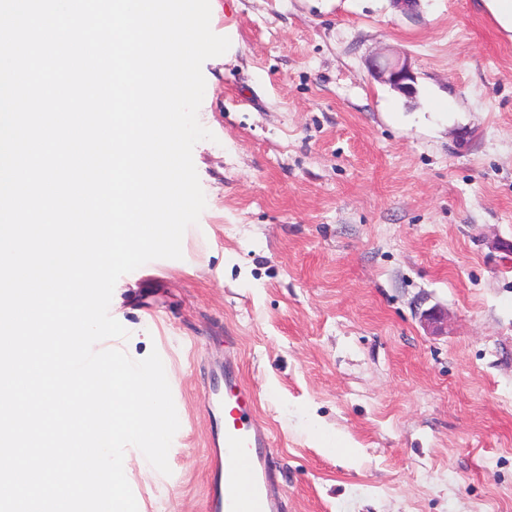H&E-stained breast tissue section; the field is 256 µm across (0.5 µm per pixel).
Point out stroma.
I'll list each match as a JSON object with an SVG mask.
<instances>
[{"label":"stroma","instance_id":"1","mask_svg":"<svg viewBox=\"0 0 512 512\" xmlns=\"http://www.w3.org/2000/svg\"><path fill=\"white\" fill-rule=\"evenodd\" d=\"M210 6L232 48L202 66L206 208L109 307L180 421L171 475L125 451L138 512H204L229 362L286 512H512V38L482 0ZM398 55L415 97L368 67Z\"/></svg>","mask_w":512,"mask_h":512}]
</instances>
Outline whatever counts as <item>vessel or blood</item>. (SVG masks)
Instances as JSON below:
<instances>
[{"mask_svg":"<svg viewBox=\"0 0 512 512\" xmlns=\"http://www.w3.org/2000/svg\"><path fill=\"white\" fill-rule=\"evenodd\" d=\"M253 401L252 391L230 371L223 391L204 395L211 422L204 512H285L273 491L272 439L256 421Z\"/></svg>","mask_w":512,"mask_h":512,"instance_id":"obj_1","label":"vessel or blood"}]
</instances>
